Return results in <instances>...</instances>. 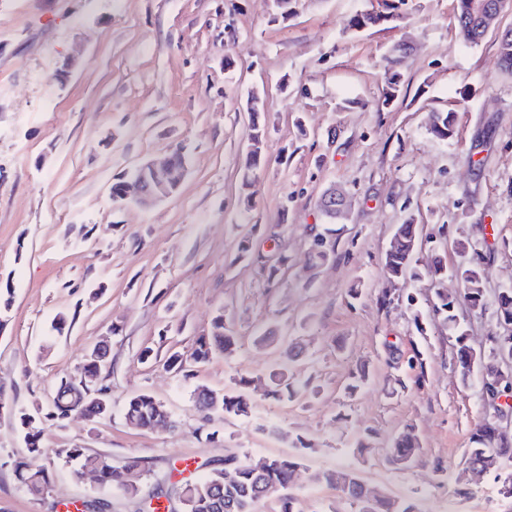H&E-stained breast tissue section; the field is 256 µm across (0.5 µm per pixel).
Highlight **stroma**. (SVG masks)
Masks as SVG:
<instances>
[{
	"label": "stroma",
	"mask_w": 512,
	"mask_h": 512,
	"mask_svg": "<svg viewBox=\"0 0 512 512\" xmlns=\"http://www.w3.org/2000/svg\"><path fill=\"white\" fill-rule=\"evenodd\" d=\"M370 7L297 0L283 17L274 0H0V289L11 293L0 313V512L82 500L147 512L159 490L231 455L290 454L297 435L312 442L294 479L304 512H354L312 480L344 467L420 512H512L493 474L464 471L470 433L494 411L455 371V339L430 318V291L382 270L410 218L420 264L455 267L466 236L484 258L488 299L512 289V75L498 67L495 34L475 47L458 40L454 0H409L394 28H347ZM402 40L413 51L387 104L381 64ZM254 93L265 102L256 117ZM434 109L456 112L455 139L427 133ZM255 118L265 161L246 188ZM176 147L187 168L175 194L149 209L113 205L116 178ZM331 188L349 212L322 260L318 203ZM281 254L288 261L268 280L263 264ZM219 313L233 352L188 377L167 371ZM262 327L297 339L303 355L255 344ZM99 343L109 352L94 386L112 415L44 422L36 464L54 482L34 497L13 474L26 454L14 413H47ZM281 364L309 389L275 403L267 375ZM360 370L366 383L348 393ZM241 375L255 379L251 413L203 422L195 390L221 392ZM140 392L165 404L171 427L127 424L125 404ZM407 429L420 448L405 468L389 448ZM368 433L373 448H357ZM75 446L141 459L137 495L73 479L53 451Z\"/></svg>",
	"instance_id": "35a3bbf8"
}]
</instances>
